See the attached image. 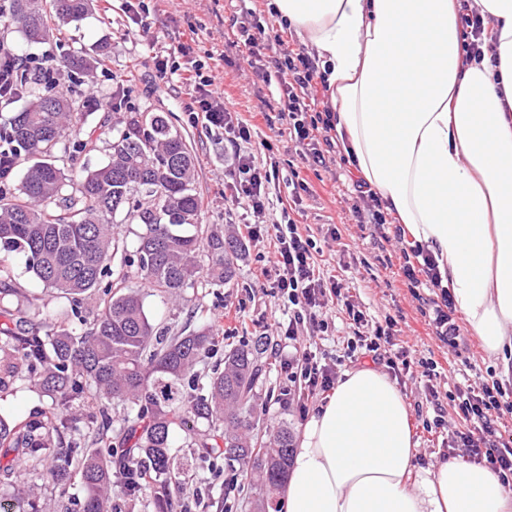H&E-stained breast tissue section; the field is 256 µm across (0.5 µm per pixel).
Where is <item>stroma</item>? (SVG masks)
<instances>
[{
  "mask_svg": "<svg viewBox=\"0 0 512 512\" xmlns=\"http://www.w3.org/2000/svg\"><path fill=\"white\" fill-rule=\"evenodd\" d=\"M260 22L268 36H279L285 50L300 49L301 43L293 32L280 29L269 15L266 0H158L156 11L147 27L134 24L124 12V0H93L91 12L67 27L65 44L27 43L16 30L0 31L12 51L25 58H58L66 49H83L89 54L103 53L100 66L90 85L95 96L120 104L117 112L100 108L87 115L86 128L107 121L122 122L132 112L161 110L186 137L193 149L196 165L195 184L204 199L203 222L209 226L237 234L242 220L240 205L224 196V171L232 154L223 130L208 128L203 121L191 118L186 107L188 98L177 84L165 83L157 75L154 57L175 40L193 48L194 59L205 63L217 76L224 100L230 111L251 127V139L242 144L256 166L276 164L278 177L269 189L264 223L281 219V210L288 206V181L300 174L310 186L295 215L302 234L311 235L322 252L317 257L321 268L335 272L350 301L358 305L367 319L384 321L393 317L398 322L399 346L412 359L430 358L442 366L444 376L435 379L439 391H447V372L458 370L476 381L505 378L512 386V375L502 376L485 353L482 342L469 327L461 332L468 342L465 351H457L441 342L421 314L420 301L407 288L399 270L400 250L393 237V225L377 226L358 223L353 206L358 194L346 163L343 146H335L326 155V163L313 165L301 147L288 135V122L279 116V84L264 81L263 75L273 72L270 59L255 63L250 50L237 41L241 25ZM268 102L266 114H259L260 102ZM271 141L273 151H266L263 141ZM335 226V239H327L328 226ZM269 249L265 239L248 242L236 263V274L219 294H191L185 304H163L161 298L146 296L145 307L154 322L180 331L187 321L188 306H201L225 331L224 346L232 348L241 342L265 339L266 356L271 371L260 388L258 400L259 427L287 424L291 433H299L305 419L295 402L282 399L289 382L282 364L287 359V343L277 342L266 335L265 326L283 303L260 274L261 256ZM331 327L327 334H308L302 344L318 348L330 356L343 355L346 342L352 335L341 308L328 313ZM401 390L413 409L411 424L418 448V462L427 465L446 459L450 451L437 434L423 428L424 420L433 418L434 411L427 400L428 390L423 382L406 380Z\"/></svg>",
  "mask_w": 512,
  "mask_h": 512,
  "instance_id": "35a3bbf8",
  "label": "stroma"
}]
</instances>
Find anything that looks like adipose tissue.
<instances>
[{"label": "adipose tissue", "instance_id": "1", "mask_svg": "<svg viewBox=\"0 0 512 512\" xmlns=\"http://www.w3.org/2000/svg\"><path fill=\"white\" fill-rule=\"evenodd\" d=\"M496 61H466L460 0H268L327 81L336 134L406 236L436 259L486 354L512 353V0H473ZM396 381L345 372L305 422L285 512H512L482 465L418 466Z\"/></svg>", "mask_w": 512, "mask_h": 512}]
</instances>
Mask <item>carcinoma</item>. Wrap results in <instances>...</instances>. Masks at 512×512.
Instances as JSON below:
<instances>
[{"instance_id":"cac0c4a2","label":"carcinoma","mask_w":512,"mask_h":512,"mask_svg":"<svg viewBox=\"0 0 512 512\" xmlns=\"http://www.w3.org/2000/svg\"><path fill=\"white\" fill-rule=\"evenodd\" d=\"M91 4L5 0L0 23L18 25L29 42L60 43ZM99 63L81 49L58 59L72 83L65 93L48 75L17 81L28 105L0 123V251L21 254L68 301L57 316L41 297L18 299L0 266V392L20 380L48 402L26 420L0 416V485L36 475L64 488L78 475L83 512H122L139 498L144 512H177L185 474L171 442L178 428L194 460L215 469L247 464L257 512H268L288 476L292 435L285 424L255 434L266 349L256 342L226 351L210 322L169 336L139 289L175 305L203 285L220 289L235 276L242 244L202 228L195 159L166 112L131 114L112 130L106 164L78 165L87 147L78 124L89 107L79 75ZM69 136L72 149L57 155ZM122 213L141 226L131 248L113 232Z\"/></svg>"}]
</instances>
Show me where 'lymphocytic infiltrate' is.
Returning a JSON list of instances; mask_svg holds the SVG:
<instances>
[{"label": "lymphocytic infiltrate", "mask_w": 512, "mask_h": 512, "mask_svg": "<svg viewBox=\"0 0 512 512\" xmlns=\"http://www.w3.org/2000/svg\"><path fill=\"white\" fill-rule=\"evenodd\" d=\"M461 38L466 58L481 60L493 53L494 46L487 24L473 10L460 17ZM192 48L180 42L168 47L165 54L157 56L155 67L159 76L177 80L189 96V112L201 113L208 125L224 129L231 144L249 142L247 123L236 121L224 103V93L209 74L204 63L191 59ZM190 58V65H183V58ZM277 71L288 72L290 80L281 88V116L288 119L289 135L302 146L314 163L325 164L318 132H331L336 118L332 112L315 108L309 91L313 85L324 83L313 59L302 51L280 53L274 60ZM277 178L276 170H260L243 153H234L229 179L224 188L232 201L245 205L252 213L265 210L266 190ZM247 240L262 235L270 236L272 252L263 266L264 275L270 276L272 285L286 301L284 319L278 320V335L288 341H297L303 330L327 331L326 313L330 305L343 303L346 313L356 327L353 338L348 339L345 356L356 362L362 358L386 362L396 379L413 376V362L408 353L396 345L394 320L385 323H367L361 310L352 302L344 301L342 286L336 279H323L316 270L315 242L303 236L295 220L284 224H246ZM402 274L407 287L423 292L426 296L425 316L436 336L452 348H459L463 337L455 320V308L448 289L442 288L438 265L431 253L417 245L403 248ZM336 358L303 347L284 364L288 380L297 384L298 407L301 415H308L310 398L330 392L336 381ZM433 407L451 401L458 416L466 426L459 433L465 454L464 461L483 465L493 472L502 486L512 491V436L504 437L499 429L503 413H512V400L507 399L502 383H482L479 386L459 385L448 397H440L437 389H430Z\"/></svg>", "instance_id": "lymphocytic-infiltrate-1"}]
</instances>
